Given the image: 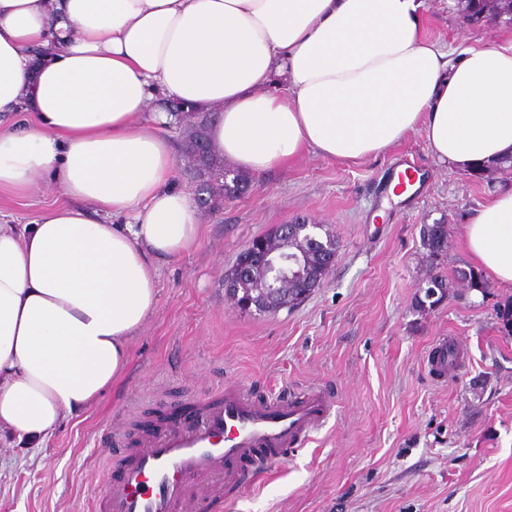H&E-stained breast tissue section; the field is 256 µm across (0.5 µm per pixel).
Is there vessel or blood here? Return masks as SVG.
Instances as JSON below:
<instances>
[{
  "instance_id": "1",
  "label": "vessel or blood",
  "mask_w": 512,
  "mask_h": 512,
  "mask_svg": "<svg viewBox=\"0 0 512 512\" xmlns=\"http://www.w3.org/2000/svg\"><path fill=\"white\" fill-rule=\"evenodd\" d=\"M330 411L318 391L258 403L241 389L227 388L199 420L130 449L128 461L98 498L97 512H182L187 478L236 485L235 467L279 460L306 446Z\"/></svg>"
}]
</instances>
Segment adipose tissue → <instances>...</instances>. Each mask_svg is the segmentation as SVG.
Segmentation results:
<instances>
[{
  "mask_svg": "<svg viewBox=\"0 0 512 512\" xmlns=\"http://www.w3.org/2000/svg\"><path fill=\"white\" fill-rule=\"evenodd\" d=\"M420 0H0V192L68 201L0 224V434L40 443L123 372L156 269L198 242L151 102L209 112L210 145L260 174L310 150L363 159L408 134L474 175L512 156V38L449 50ZM474 265L512 288V190L468 216Z\"/></svg>",
  "mask_w": 512,
  "mask_h": 512,
  "instance_id": "1",
  "label": "adipose tissue"
}]
</instances>
